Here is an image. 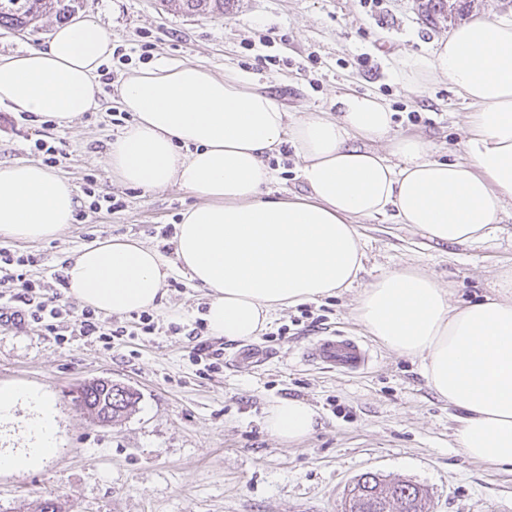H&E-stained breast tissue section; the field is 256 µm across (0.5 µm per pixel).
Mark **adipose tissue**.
I'll return each instance as SVG.
<instances>
[{
    "mask_svg": "<svg viewBox=\"0 0 512 512\" xmlns=\"http://www.w3.org/2000/svg\"><path fill=\"white\" fill-rule=\"evenodd\" d=\"M112 34L93 16L56 27L44 47L0 56V105L69 126L98 101ZM413 89L447 79L469 102L466 160L436 159L420 135L396 133L387 104L344 92L333 113L289 119L281 103L237 71L200 60H157L123 76L114 106L132 123L106 144L113 177L195 197L174 235V261L128 237L96 239L67 256L66 296L105 316L157 307L173 267L208 290L210 336L250 341L274 311L350 288L365 252L356 224L386 213L429 240L467 246L487 238L512 204V22L480 16L456 26L432 55L403 59ZM381 141L385 152L363 148ZM291 146L305 194L273 195L271 158ZM79 206L71 182L40 163H0V237H57ZM358 322L387 349L418 360L436 395L457 409L454 440L468 458L512 469V267L478 300L454 303L412 267L382 273L360 292ZM30 408L21 447L0 448V473L40 466L56 447L50 402L37 390L0 387V421ZM280 443L317 424L305 400L271 405Z\"/></svg>",
    "mask_w": 512,
    "mask_h": 512,
    "instance_id": "1",
    "label": "adipose tissue"
}]
</instances>
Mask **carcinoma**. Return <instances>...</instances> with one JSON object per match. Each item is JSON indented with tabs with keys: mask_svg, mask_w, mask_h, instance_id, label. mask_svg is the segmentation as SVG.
Wrapping results in <instances>:
<instances>
[{
	"mask_svg": "<svg viewBox=\"0 0 512 512\" xmlns=\"http://www.w3.org/2000/svg\"><path fill=\"white\" fill-rule=\"evenodd\" d=\"M73 0H0V27L23 31L34 27L44 17L54 15L68 19ZM176 10L198 15H224L229 0H166ZM472 0H419V9L431 23L445 21L455 12H463ZM112 400L111 422H118L136 411L137 393L112 394L100 384L76 390L77 406H106ZM350 512H429L428 492L410 482H387L373 473L356 479L348 500Z\"/></svg>",
	"mask_w": 512,
	"mask_h": 512,
	"instance_id": "1",
	"label": "carcinoma"
}]
</instances>
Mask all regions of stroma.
<instances>
[{
    "mask_svg": "<svg viewBox=\"0 0 512 512\" xmlns=\"http://www.w3.org/2000/svg\"><path fill=\"white\" fill-rule=\"evenodd\" d=\"M75 17L97 16L122 48L100 81L97 107L72 126L24 121L0 106V162L30 158L37 138L63 142L58 174L75 191L92 183L96 195L124 206L92 213L58 237L23 242L0 238V248L36 259L28 276L49 279L61 258L83 242L126 236L162 249L166 225L177 224L195 199L172 186L162 191L114 183L105 144L113 124L115 77L158 58H200L215 72L250 74L290 116L329 109L344 91L383 97L397 131L430 140L439 159H465L466 104L447 81L409 92L396 60L428 55L453 22L432 25L417 0H230L226 14L198 16L169 10L160 0H76ZM152 42L142 54L140 46ZM264 45L277 64L262 68L246 43ZM366 254L360 286L380 272L414 267L452 289L461 303L483 296L502 268L512 266V209L502 229L467 247L438 244L409 225L377 217L360 225ZM152 314L153 335L117 336L111 347L80 336L0 325V385H26L53 404L56 454L36 469L0 474V512H27L29 503L59 499L64 512H342L351 484L372 472L427 489L432 512H512V472L469 460L454 442L458 411L429 388L418 361L369 340L355 317L357 288L274 313L257 346L272 352L259 367L234 365L238 344L196 328L206 290L178 270ZM177 332H170V325ZM368 340L371 364L339 374L302 359L319 336ZM221 351L214 369L192 358L197 347ZM105 378L139 395L137 410L115 425L92 422L72 391ZM309 402L314 432L284 445L264 427L266 409L281 399Z\"/></svg>",
    "mask_w": 512,
    "mask_h": 512,
    "instance_id": "stroma-1",
    "label": "stroma"
}]
</instances>
